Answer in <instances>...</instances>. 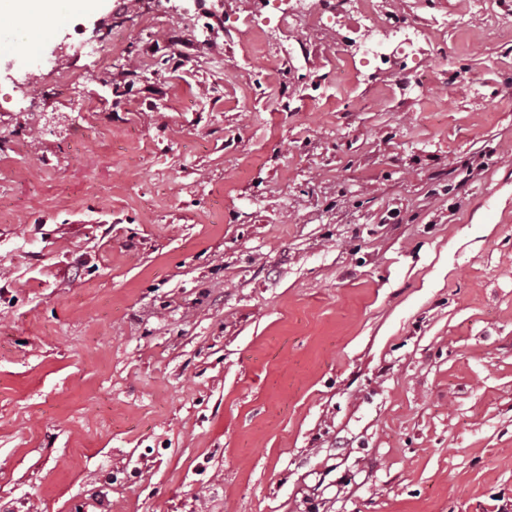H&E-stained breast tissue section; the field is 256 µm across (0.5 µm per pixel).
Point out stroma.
<instances>
[{
    "label": "stroma",
    "mask_w": 512,
    "mask_h": 512,
    "mask_svg": "<svg viewBox=\"0 0 512 512\" xmlns=\"http://www.w3.org/2000/svg\"><path fill=\"white\" fill-rule=\"evenodd\" d=\"M290 4L0 56V512H512V15ZM354 15L360 26L363 25V21L371 24L381 40L389 39L394 31L392 28L395 26H391L386 16L380 13L375 0H355Z\"/></svg>",
    "instance_id": "1"
}]
</instances>
